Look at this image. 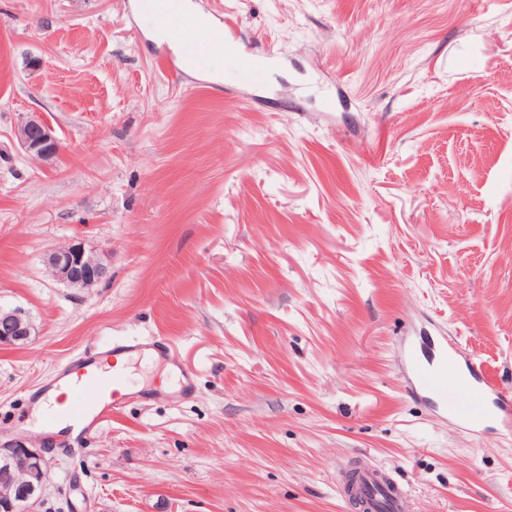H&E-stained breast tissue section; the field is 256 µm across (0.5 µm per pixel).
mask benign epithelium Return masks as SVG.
Segmentation results:
<instances>
[{"label": "benign epithelium", "instance_id": "obj_1", "mask_svg": "<svg viewBox=\"0 0 512 512\" xmlns=\"http://www.w3.org/2000/svg\"><path fill=\"white\" fill-rule=\"evenodd\" d=\"M14 138L21 150L42 162L53 161L60 150L52 127L36 117L21 119ZM45 262L54 277L70 287L89 288L109 275L104 260L81 242L49 251ZM37 336L23 309L0 307L1 346L25 348ZM48 480V461L42 449L16 443L0 446V512H34L43 500Z\"/></svg>", "mask_w": 512, "mask_h": 512}]
</instances>
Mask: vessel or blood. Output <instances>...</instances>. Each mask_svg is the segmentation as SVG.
<instances>
[{
	"label": "vessel or blood",
	"mask_w": 512,
	"mask_h": 512,
	"mask_svg": "<svg viewBox=\"0 0 512 512\" xmlns=\"http://www.w3.org/2000/svg\"><path fill=\"white\" fill-rule=\"evenodd\" d=\"M180 0H136L138 13L163 18L169 33L183 42L198 69H207L210 49L196 41L191 30L195 17L183 13ZM137 341L113 344L110 350L82 353L66 363L61 376L65 390L50 399V416L86 433L132 394L133 384L121 361L139 350ZM404 375L411 395L435 405L439 415L478 427L492 421L512 429V398L494 393L480 364L465 356L447 337H439L431 358H423L414 343L406 345ZM356 490L366 512H405L406 493L386 478L383 469L369 467L358 473Z\"/></svg>",
	"instance_id": "obj_1"
}]
</instances>
